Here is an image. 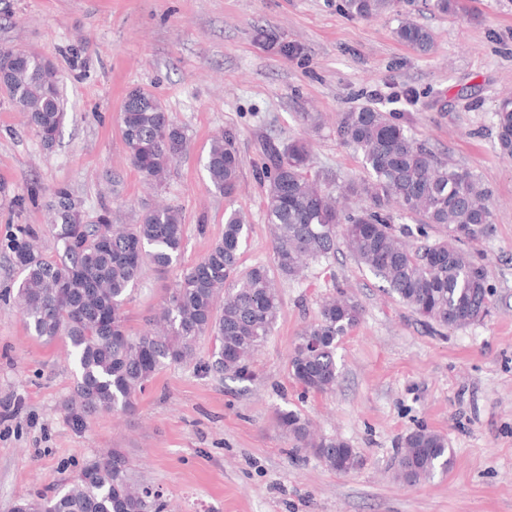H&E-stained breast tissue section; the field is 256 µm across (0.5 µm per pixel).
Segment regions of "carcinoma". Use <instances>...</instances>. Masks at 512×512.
<instances>
[{
	"instance_id": "obj_1",
	"label": "carcinoma",
	"mask_w": 512,
	"mask_h": 512,
	"mask_svg": "<svg viewBox=\"0 0 512 512\" xmlns=\"http://www.w3.org/2000/svg\"><path fill=\"white\" fill-rule=\"evenodd\" d=\"M397 0H344L348 14L369 18L395 8ZM397 37L420 52L434 45L430 30L400 22ZM0 74L7 97L46 148L65 120L62 76L54 61L35 52L0 47ZM496 135L503 156L512 158V99L499 103ZM336 134L361 156L364 177L338 186L345 198L363 206L346 212L332 188L314 171L310 142L298 137L264 139L261 175L265 210L273 240L270 266L242 267L249 224L237 210L224 212V235L188 267L165 298L156 323L137 335L125 324L123 305L147 264L164 270L178 261L184 238L181 209L165 205L143 212L136 224L112 223V204H99L85 218L66 186L47 201L52 214L55 255L42 253L38 230L17 225L8 243L20 274L13 299L28 332L47 343L64 340L77 368L74 398L67 407L76 425L107 411L133 409V398L165 363L194 360L203 336L215 339L207 370L219 377L247 380L250 360L276 322L280 300L274 281L297 277L309 260L326 261L343 243L354 259L384 283L391 296L431 326L466 327L488 312L492 288L485 266L468 245L493 231L491 195L473 172L438 157L415 133L386 112L363 105L341 114ZM121 135L132 167L151 186L163 185L170 165L188 150L185 129L152 92L135 88L121 107ZM214 192L233 197L241 159L230 132L212 139L204 164ZM36 182L17 197L24 209L38 203ZM416 219V244L395 234L391 207ZM440 229L443 235H431ZM361 309L341 295L325 300L317 319L297 336L288 357L291 378L305 393L332 390L341 375L337 340L355 328ZM277 424L295 442L311 449L329 467L356 457L336 437H317L310 421L280 410ZM453 449L439 433L420 428L403 438L396 470L417 483L446 473ZM160 494L130 473L116 449L87 463L61 492L23 499L7 512H144Z\"/></svg>"
}]
</instances>
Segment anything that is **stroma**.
I'll return each instance as SVG.
<instances>
[{"instance_id": "stroma-1", "label": "stroma", "mask_w": 512, "mask_h": 512, "mask_svg": "<svg viewBox=\"0 0 512 512\" xmlns=\"http://www.w3.org/2000/svg\"><path fill=\"white\" fill-rule=\"evenodd\" d=\"M465 2L467 11L442 15L429 0H400L397 13L364 20L343 0H10L0 44L56 62L66 117L45 148L0 94V403L11 411L0 422V512L55 494L113 449L163 491L164 512H512V159L501 156L494 128L499 102L512 97V0ZM403 18L432 32V51L398 40ZM81 38L87 49L72 58ZM136 87L156 94L189 137L158 190L144 184L122 141L120 109ZM364 104L393 113L489 189L494 231L470 247L493 289L487 315L457 330L426 327L342 248L278 282L280 312L250 379L206 372V336L193 362L159 370L133 411L74 426L66 404L76 368L66 347L29 336L4 298L18 279L7 247L17 225H33L44 251L55 249L48 210L17 211L15 197L33 181L46 191L66 185L90 216L101 197L112 198L116 224L163 204L181 209V258L165 270L145 266L125 303L138 333L183 267L221 239L225 211H241L250 226L244 265L271 264L256 176L266 135L307 137L316 170L336 183L361 176L336 121ZM227 130L242 158L229 200L203 167L212 138ZM340 289L363 308L337 346L342 376L333 391L303 393L288 373L289 353ZM281 409L346 441L355 468L342 474L295 448L277 424ZM420 428L447 438L454 465L409 485L395 465L403 438Z\"/></svg>"}]
</instances>
